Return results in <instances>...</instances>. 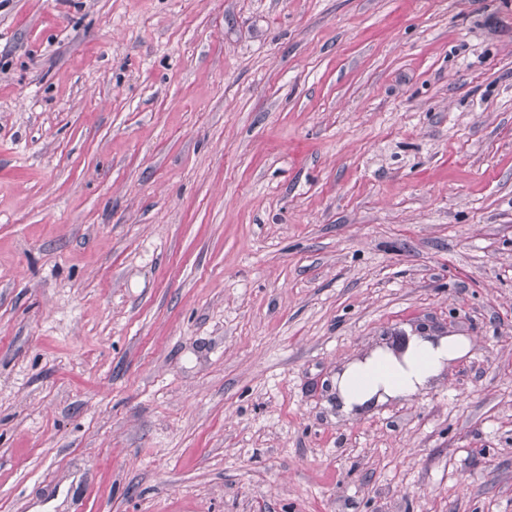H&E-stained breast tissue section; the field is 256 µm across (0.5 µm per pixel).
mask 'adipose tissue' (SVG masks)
<instances>
[{"instance_id":"1","label":"adipose tissue","mask_w":512,"mask_h":512,"mask_svg":"<svg viewBox=\"0 0 512 512\" xmlns=\"http://www.w3.org/2000/svg\"><path fill=\"white\" fill-rule=\"evenodd\" d=\"M466 351V343L452 337L436 342L410 338L401 354L380 351L349 365L336 378V395L347 412L412 395L437 375L446 362Z\"/></svg>"}]
</instances>
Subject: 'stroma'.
<instances>
[{"label": "stroma", "instance_id": "obj_1", "mask_svg": "<svg viewBox=\"0 0 512 512\" xmlns=\"http://www.w3.org/2000/svg\"><path fill=\"white\" fill-rule=\"evenodd\" d=\"M0 512H512V0H0ZM466 343L448 337L437 342L411 337L400 356L379 351L349 365L336 377V395L345 412L389 399L409 396L442 370L445 363L463 356ZM383 367L385 372H380ZM362 377L367 382L358 385Z\"/></svg>", "mask_w": 512, "mask_h": 512}]
</instances>
